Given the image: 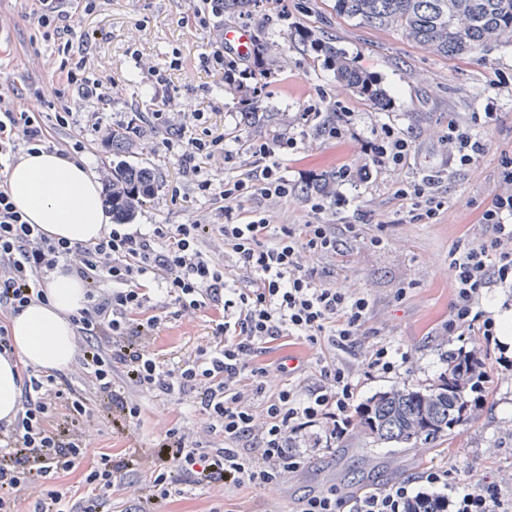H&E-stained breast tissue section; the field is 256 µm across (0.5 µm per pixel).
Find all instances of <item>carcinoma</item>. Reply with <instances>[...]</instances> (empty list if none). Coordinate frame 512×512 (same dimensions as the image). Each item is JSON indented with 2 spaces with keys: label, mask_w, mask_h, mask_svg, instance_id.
Here are the masks:
<instances>
[{
  "label": "carcinoma",
  "mask_w": 512,
  "mask_h": 512,
  "mask_svg": "<svg viewBox=\"0 0 512 512\" xmlns=\"http://www.w3.org/2000/svg\"><path fill=\"white\" fill-rule=\"evenodd\" d=\"M336 16L360 25L393 30L428 52L463 58L493 43H512V0H333ZM339 81L378 102L384 99L376 81L357 69L336 47L318 43ZM132 131L112 129V166L104 177V203L117 224H128L158 189L154 171L122 159L132 145ZM312 192L331 197L336 172L329 171ZM472 376L458 360L448 363V376L424 389L391 388L356 412L358 433L383 448H414L433 443L469 420L465 397Z\"/></svg>",
  "instance_id": "obj_1"
}]
</instances>
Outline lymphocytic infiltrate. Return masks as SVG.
I'll return each mask as SVG.
<instances>
[{
	"mask_svg": "<svg viewBox=\"0 0 512 512\" xmlns=\"http://www.w3.org/2000/svg\"><path fill=\"white\" fill-rule=\"evenodd\" d=\"M97 0H26L25 10L44 40L53 42L64 76L52 112H28L0 95V156L18 157L46 150L72 160L83 141L62 138L76 122L65 104L67 89L105 99L101 83L86 71V48L77 41L75 20L92 14ZM204 71L221 76L225 87L246 99L260 97L266 73L260 60L223 45L203 54ZM192 124L173 126L169 112H153L155 126L173 129L182 152L179 170L198 193L225 201L220 224H152L148 228L109 227L97 241L73 244L29 223L0 179V355H13L11 323L25 307L47 300L46 286L61 270L82 281L86 303L71 317L77 335V369L87 388L75 386L68 373L20 364L21 406L12 421L0 420V512H18L30 501L31 512H102L112 500L132 502L134 512H156L175 496L223 493L245 485L264 489L298 472L314 449H332L352 424L358 384L351 370L321 360L314 384L299 394L285 380L270 385L266 365L257 361L268 344L296 337L313 345L348 350L371 335V299L336 287L331 268L307 265L312 256H336L338 232L355 233L352 224L336 229L321 222L326 200H306L309 221L272 228L261 212L243 211L255 197L288 198L292 188L280 173L278 155L296 145L292 136L255 140L261 166L243 177L216 183L202 176L200 160L224 150L223 137L193 134ZM492 113L448 122V161L467 166L487 145L474 128ZM364 162L336 173L337 186L368 179L372 169L403 163L410 143L394 128L364 142ZM495 194L481 213L471 238L448 253L455 294L448 332L467 330L490 337L492 318L479 309L484 288L512 285V157L501 160ZM172 306L159 314L156 295ZM201 310L212 313L211 334L191 350L168 356L155 349L156 333L166 318ZM167 404L190 402L199 426L173 422L156 437L150 454L122 460L102 455L84 474L85 492L72 500L48 487V480L81 464L90 436L102 422L127 425L141 419V394ZM144 473L141 483L125 480L126 471ZM422 486L406 481L351 500L335 491L303 496L297 512H414L422 503L451 512H512L497 481L477 487L449 484L448 473L432 468Z\"/></svg>",
	"mask_w": 512,
	"mask_h": 512,
	"instance_id": "obj_1",
	"label": "lymphocytic infiltrate"
}]
</instances>
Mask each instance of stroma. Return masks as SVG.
<instances>
[{
	"label": "stroma",
	"instance_id": "obj_1",
	"mask_svg": "<svg viewBox=\"0 0 512 512\" xmlns=\"http://www.w3.org/2000/svg\"><path fill=\"white\" fill-rule=\"evenodd\" d=\"M95 13L81 18L75 30L90 49L87 65L94 76L111 80L114 93L102 102L71 92L67 101L79 115L72 136L86 138L82 155L93 175H100L112 159L108 145L93 140L95 124L117 126L134 113L149 115L158 108L172 112L201 110L209 133L223 135L226 154L204 160L206 172L220 181L246 173L252 161V133L244 121V109L223 82L206 74L199 57L208 52L213 32L191 23L192 0H98ZM289 18L269 20L259 11L225 15L228 25L244 26L253 34L265 70L279 83L272 94L257 103L273 113L270 134L292 133L298 145L282 160L281 173L293 192L288 200L257 198L248 209L265 211L271 224H301L308 218L303 192L305 175L361 162L362 141L373 138L389 125L411 142L410 154L397 167L374 171L368 181L346 187L348 206L327 208L323 221L336 226L354 224L358 233L347 236L336 257L317 256L315 267H330L337 287L366 292L373 303L372 335L360 348L335 351L358 381V400L366 402L393 387H428L448 369L450 353L482 349L490 380L473 408V420L457 426L447 439L430 448H378L370 440L347 433L342 445L331 451H315L305 467L286 484L264 492L245 486L218 501L219 512H290L305 494L335 489L348 498L360 491H380L429 468L447 467L450 481L478 485L491 477L512 497V371L498 370L499 356L512 358L499 338L451 335L445 325L453 299L448 253L477 224L484 206L498 189L502 152L512 153V44H498L474 51L463 59H447L428 53L400 33L362 26L337 18L330 0H285ZM332 42L345 50L361 70L375 76L387 92L378 102L347 90L311 38ZM53 42L36 36L24 13L23 0H0V94L17 104L32 107L36 101L29 87L52 97L59 86L50 66ZM181 70H170L173 59ZM171 74L172 90H157L152 70ZM354 115L355 137L327 139L323 134L328 113ZM494 112L492 124L482 128L487 152L463 167L448 163L445 137L448 121L470 113ZM129 161L153 168L159 188L152 202L137 213L135 224H187L198 220L220 224L222 199L196 192L192 181L182 178L176 155L166 147L165 136L152 125L141 128ZM439 172L437 191L445 207L432 223L411 218V200L398 197L404 184ZM383 235L380 247L368 240ZM405 297H398L399 288ZM210 312L188 321L173 320L161 332L158 347L186 350L203 342ZM386 343L406 357L396 374H365L364 354L373 345ZM140 424L120 434L102 428L91 440L84 465L107 453L119 459L135 449H148L165 422H195L186 405L165 406L143 399Z\"/></svg>",
	"mask_w": 512,
	"mask_h": 512
}]
</instances>
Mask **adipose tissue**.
Returning <instances> with one entry per match:
<instances>
[{
  "label": "adipose tissue",
  "instance_id": "adipose-tissue-1",
  "mask_svg": "<svg viewBox=\"0 0 512 512\" xmlns=\"http://www.w3.org/2000/svg\"><path fill=\"white\" fill-rule=\"evenodd\" d=\"M7 184L17 209L52 237L88 243L106 228L108 217L86 162L45 151L26 155L10 167ZM84 304L82 282L58 271L48 283L46 302L27 306L13 319L15 355H0V419L12 418L18 410L22 383L17 361L53 370L71 367L77 343L69 316Z\"/></svg>",
  "mask_w": 512,
  "mask_h": 512
}]
</instances>
